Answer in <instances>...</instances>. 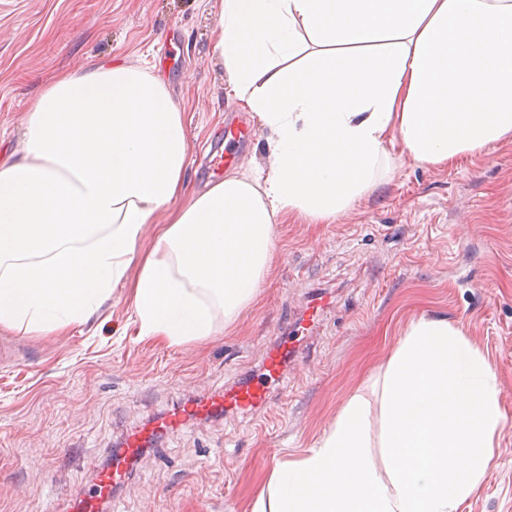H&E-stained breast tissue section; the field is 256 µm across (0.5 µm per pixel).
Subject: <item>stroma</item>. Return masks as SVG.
I'll use <instances>...</instances> for the list:
<instances>
[{"label":"stroma","instance_id":"35a3bbf8","mask_svg":"<svg viewBox=\"0 0 512 512\" xmlns=\"http://www.w3.org/2000/svg\"><path fill=\"white\" fill-rule=\"evenodd\" d=\"M216 0H0V147L48 82L80 62L153 69L187 112V188L266 161L250 113L224 98L211 52ZM243 131L240 141L227 130ZM225 155L212 170L203 151ZM277 253L236 323L182 345L142 337L126 292L89 324L0 330V512H70L127 431L182 400L257 374L313 288L330 306L288 387L254 414L203 419L160 438L115 491L121 512H250L276 462L321 439L409 324L440 317L489 360L506 418L460 512H512V142L444 167L395 157L333 224L275 226Z\"/></svg>","mask_w":512,"mask_h":512}]
</instances>
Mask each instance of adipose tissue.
I'll use <instances>...</instances> for the list:
<instances>
[{
    "label": "adipose tissue",
    "instance_id": "adipose-tissue-1",
    "mask_svg": "<svg viewBox=\"0 0 512 512\" xmlns=\"http://www.w3.org/2000/svg\"><path fill=\"white\" fill-rule=\"evenodd\" d=\"M211 48L268 167L176 206L189 126L165 81L119 61L60 75L0 156V328L85 325L124 286L141 336L205 338L255 300L278 222H335L392 154L443 167L512 142V0H220ZM504 418L488 359L419 318L252 512H458Z\"/></svg>",
    "mask_w": 512,
    "mask_h": 512
}]
</instances>
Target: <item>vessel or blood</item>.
I'll return each mask as SVG.
<instances>
[{
	"instance_id": "1",
	"label": "vessel or blood",
	"mask_w": 512,
	"mask_h": 512,
	"mask_svg": "<svg viewBox=\"0 0 512 512\" xmlns=\"http://www.w3.org/2000/svg\"><path fill=\"white\" fill-rule=\"evenodd\" d=\"M328 304L329 298L325 293L318 292L309 296L306 300L308 316L304 327L271 340L262 361V368L256 376L225 389L220 396L203 395L175 407L163 419L132 432L122 443L123 458L114 460L111 467L99 475L95 494L81 499L76 512H110L113 488L128 477V460L138 459L160 434L170 430L181 431L195 420L216 412L245 414L264 408L271 400L272 386L287 383L288 364L300 358L304 337L311 335L312 328L318 321L319 311L324 310Z\"/></svg>"
}]
</instances>
